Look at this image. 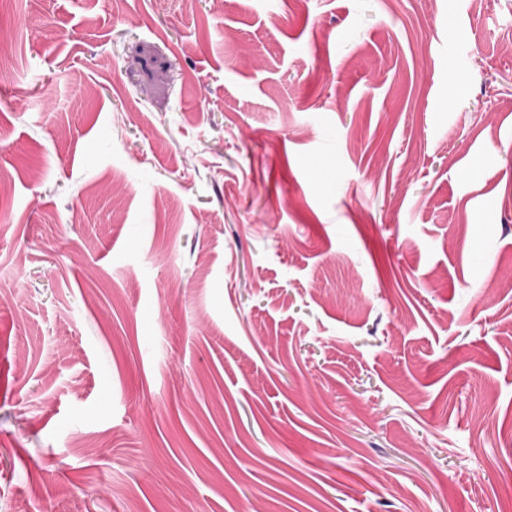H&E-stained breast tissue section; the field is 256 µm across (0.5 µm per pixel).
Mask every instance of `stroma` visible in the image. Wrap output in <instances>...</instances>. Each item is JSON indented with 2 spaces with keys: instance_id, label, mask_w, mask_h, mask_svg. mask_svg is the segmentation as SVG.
Listing matches in <instances>:
<instances>
[{
  "instance_id": "stroma-1",
  "label": "stroma",
  "mask_w": 512,
  "mask_h": 512,
  "mask_svg": "<svg viewBox=\"0 0 512 512\" xmlns=\"http://www.w3.org/2000/svg\"><path fill=\"white\" fill-rule=\"evenodd\" d=\"M512 0H0V512H512Z\"/></svg>"
}]
</instances>
